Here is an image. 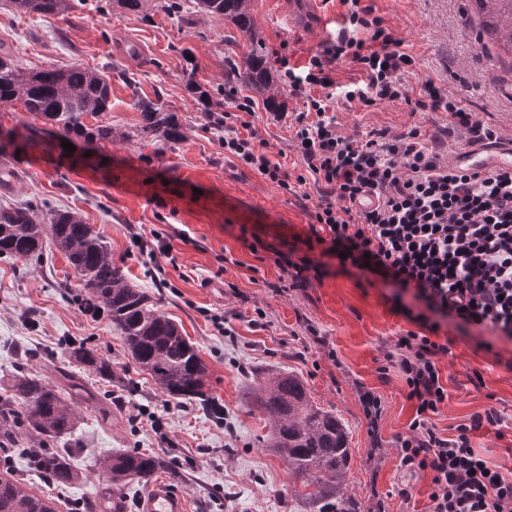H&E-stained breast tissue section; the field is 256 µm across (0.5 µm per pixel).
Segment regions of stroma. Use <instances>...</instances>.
<instances>
[{
  "mask_svg": "<svg viewBox=\"0 0 512 512\" xmlns=\"http://www.w3.org/2000/svg\"><path fill=\"white\" fill-rule=\"evenodd\" d=\"M376 15L401 40L415 64L402 77L408 100L372 107L338 105V131L352 140L373 130L396 136L419 129L425 136L448 125L444 112L413 105L426 79H433L476 119L512 135V55L497 36H479L483 19L474 0H371ZM289 0H253V17L269 55L285 54L291 65H306L323 42L336 37L345 11L339 0H322L323 28L288 24ZM140 44L139 55H113V43ZM0 45L22 66L66 68L85 64L108 69L112 109L106 118L120 139L105 148L103 161L86 165L73 156L31 153L14 158L15 175L0 185V205L72 210L112 246V258L157 308L181 325L209 369V390L224 409L216 420L194 403L164 396L153 379L138 371L108 317L85 315L80 283L67 259L47 248L29 261L0 259V380H7L24 351L29 366L55 383L71 376L89 389H111L112 420L76 400L77 424L64 446L75 448L73 464L83 477L67 488L37 482V495L50 498L56 512L73 500L94 497L102 480L93 460L135 448L164 457L172 469L157 479L182 492L188 512H303L291 495L288 465L263 440L264 414L250 398L264 374L293 372L303 378L312 401L333 411L349 429L351 459L347 490L363 512H427L430 476L409 474L400 463L397 440L407 431L413 406L397 372L381 376L384 353L411 324L393 307L395 288L360 280L356 268L326 258L321 274L296 279L295 263L310 214L320 200L314 184L281 189L227 155L183 81L187 65L198 80L218 88L231 63L251 43L230 21L180 22L157 9L148 17L119 5L79 9L69 19L15 14L0 0ZM278 89L283 117L251 97L250 118L269 142V154L290 175L302 171L293 147L295 118L306 109V94L287 80ZM160 96L176 110L187 138L163 144L140 138L137 96ZM170 243L175 263L158 266L145 244L153 236ZM290 249L291 266L277 262ZM223 328H216V320ZM452 340L439 369L448 401L434 423L441 436L453 434L470 415L494 405L507 427L486 426L473 446L490 464L512 470V342L492 339L475 327L442 326ZM492 340V350L481 343ZM67 340L84 342L112 364L105 384L62 353ZM480 370L485 386L469 381ZM379 398L367 413L363 396ZM145 415H137V406ZM412 487L411 500L397 495Z\"/></svg>",
  "mask_w": 512,
  "mask_h": 512,
  "instance_id": "obj_1",
  "label": "stroma"
}]
</instances>
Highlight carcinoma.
<instances>
[{"instance_id": "carcinoma-1", "label": "carcinoma", "mask_w": 512, "mask_h": 512, "mask_svg": "<svg viewBox=\"0 0 512 512\" xmlns=\"http://www.w3.org/2000/svg\"><path fill=\"white\" fill-rule=\"evenodd\" d=\"M83 0H9L20 15L65 19ZM126 12L147 16L158 8L155 0H116ZM251 0H193V13L201 19H230L247 35L253 49L242 62L234 63L227 84L245 87L261 97L268 110L277 112V91L272 82L273 65L262 49ZM187 73L186 87L197 96L202 110L224 111V103ZM0 103L19 104L45 127H29L23 135L15 127L0 124V154L26 147L50 152L61 140L79 142L84 151L96 154L116 137L106 120L111 110L110 78L98 69L72 65L37 72L19 67L13 57L0 53ZM141 116L140 131L165 144L186 137L177 114L160 100L147 96L135 102ZM66 257L84 294L81 304L102 311L121 337L135 365L148 373L172 399L191 400L215 413L220 407L209 394L208 367L182 328L161 312L151 298L134 287L127 274L112 261L108 241L73 211H33L25 207H0V258L29 259L42 254L45 239ZM63 352L102 379L112 378L111 363L84 343L67 341ZM251 396L266 415L269 435L265 447L288 463V471L301 479L303 490L292 496L305 512H362L361 503L347 494L346 482L351 448L346 426L330 410L311 402L304 381L284 372H272L259 380ZM77 413L63 389L33 372L18 367L11 383L0 394V449L16 445L17 432L29 434L38 447L37 469L49 482L68 486L79 479L70 449L59 448V439L72 432ZM166 459L135 448L115 453L94 463L104 476L99 499L112 503V492L134 482L150 480ZM0 512H54L46 499L30 491L28 480L13 474L7 456L0 458Z\"/></svg>"}]
</instances>
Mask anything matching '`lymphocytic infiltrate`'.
Listing matches in <instances>:
<instances>
[{
	"label": "lymphocytic infiltrate",
	"mask_w": 512,
	"mask_h": 512,
	"mask_svg": "<svg viewBox=\"0 0 512 512\" xmlns=\"http://www.w3.org/2000/svg\"><path fill=\"white\" fill-rule=\"evenodd\" d=\"M344 26L326 41L307 66L278 62L296 92L320 87L299 113L294 147L304 168L298 184L320 185L307 246L322 255H346L355 268L412 293L426 310L412 316V330L397 336L385 354L387 368L399 372L415 413L399 438L401 463L431 475L429 512H512V475L488 464L471 437L484 426H500L496 407L474 413L455 434L441 436L433 422L448 400L438 369L448 344L438 342L441 319L465 327H488L512 340V171L480 174L448 165L445 141L458 133L469 140L496 139L494 127L474 120L443 86L425 81L421 109L445 111L442 135L414 129L399 136L369 132L355 141L339 134L333 114L337 99L370 107L405 99L401 74L410 55L363 0H340ZM357 67L363 82L337 89L336 64ZM224 125V151L281 188L290 181L268 154L259 130L237 128L249 100Z\"/></svg>",
	"instance_id": "f902f5d3"
}]
</instances>
